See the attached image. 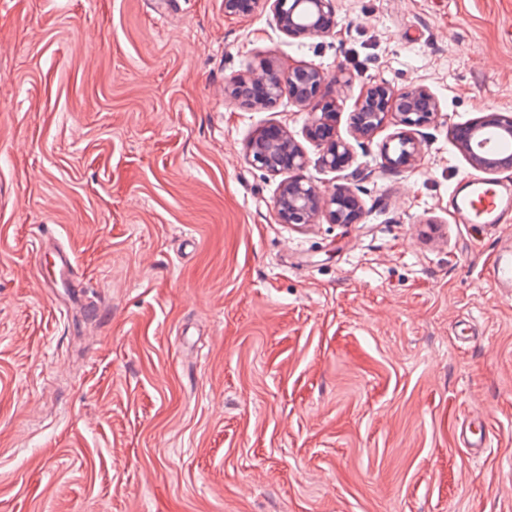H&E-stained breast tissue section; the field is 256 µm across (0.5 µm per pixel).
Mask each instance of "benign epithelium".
I'll list each match as a JSON object with an SVG mask.
<instances>
[{
	"mask_svg": "<svg viewBox=\"0 0 512 512\" xmlns=\"http://www.w3.org/2000/svg\"><path fill=\"white\" fill-rule=\"evenodd\" d=\"M270 5L276 26L291 39L332 34L338 27L335 0H264ZM259 0H224V13L248 15ZM326 77L314 65H300L280 71L262 64L247 75H237L225 82V94L252 108H268L283 96L296 106L314 112L306 127V137L319 147L318 162L333 171L350 165L352 149L338 138L333 124L336 100H326ZM440 105L426 86L399 91L381 81L361 94L352 115V131L358 139H370L387 122L394 121L404 130L392 140L395 147L383 145L381 156L391 169L412 167L422 153V141L416 130L439 119ZM487 120H472L451 126L454 145L475 169L486 172L511 169V159H500L484 148L488 138ZM251 165L272 175H286L278 187L274 209L282 224H314L324 219L331 224H353L363 210L361 199L345 190L327 196L301 175L307 156L295 137L284 126L270 125L257 130L246 145Z\"/></svg>",
	"mask_w": 512,
	"mask_h": 512,
	"instance_id": "benign-epithelium-1",
	"label": "benign epithelium"
}]
</instances>
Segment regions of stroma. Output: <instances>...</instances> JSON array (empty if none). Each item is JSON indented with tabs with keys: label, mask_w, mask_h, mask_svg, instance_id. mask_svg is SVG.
<instances>
[{
	"label": "stroma",
	"mask_w": 512,
	"mask_h": 512,
	"mask_svg": "<svg viewBox=\"0 0 512 512\" xmlns=\"http://www.w3.org/2000/svg\"><path fill=\"white\" fill-rule=\"evenodd\" d=\"M335 5L288 39L262 5L0 0V512H512V294L485 277L512 225L449 203L484 176L450 126L512 118V0ZM264 61L323 69L351 166L288 98L225 97ZM376 81L440 102L412 168L381 166L394 124L352 136ZM268 124L359 223H279L245 156Z\"/></svg>",
	"instance_id": "1"
}]
</instances>
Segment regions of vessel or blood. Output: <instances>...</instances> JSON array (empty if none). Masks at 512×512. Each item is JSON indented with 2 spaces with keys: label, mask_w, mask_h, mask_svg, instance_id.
<instances>
[{
  "label": "vessel or blood",
  "mask_w": 512,
  "mask_h": 512,
  "mask_svg": "<svg viewBox=\"0 0 512 512\" xmlns=\"http://www.w3.org/2000/svg\"><path fill=\"white\" fill-rule=\"evenodd\" d=\"M452 207L463 224L493 226L512 222V185L505 182L468 180L452 195ZM486 276L495 287L512 290V244L500 247Z\"/></svg>",
  "instance_id": "b4317fda"
}]
</instances>
